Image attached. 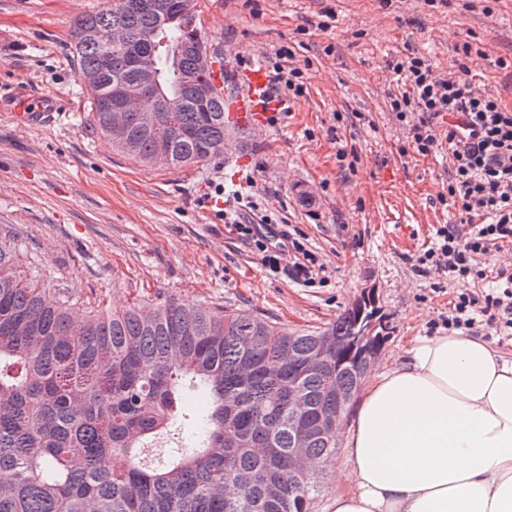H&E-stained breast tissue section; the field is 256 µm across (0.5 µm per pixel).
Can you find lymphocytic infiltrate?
<instances>
[{"mask_svg":"<svg viewBox=\"0 0 512 512\" xmlns=\"http://www.w3.org/2000/svg\"><path fill=\"white\" fill-rule=\"evenodd\" d=\"M460 52L458 75L446 78L435 77L431 65L418 57L391 63L403 89L392 95L390 108L408 126L409 145L417 154L447 147L451 175L446 194L459 217L458 223L437 228L432 246L416 256L415 267L423 274L443 271L457 285L447 315L433 322V330L470 335L484 325L512 341V273L500 270L495 288H475L486 277L480 257L512 243V109L475 91L468 77L471 43H463ZM453 112L470 119L467 143H456L454 127L443 123ZM238 204L225 211L224 228L248 244L270 274H285L308 288L329 280V270L303 235L277 230L271 212L254 197L239 198ZM290 252L299 259L287 268L283 258Z\"/></svg>","mask_w":512,"mask_h":512,"instance_id":"obj_1","label":"lymphocytic infiltrate"}]
</instances>
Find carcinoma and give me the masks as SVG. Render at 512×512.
I'll list each match as a JSON object with an SVG mask.
<instances>
[{"label":"carcinoma","mask_w":512,"mask_h":512,"mask_svg":"<svg viewBox=\"0 0 512 512\" xmlns=\"http://www.w3.org/2000/svg\"><path fill=\"white\" fill-rule=\"evenodd\" d=\"M148 2L112 0L72 24L78 75L94 79L91 121L145 166L162 140L171 169L202 165L224 138V96L205 112L183 96L207 54L176 48L203 47V37L178 18L183 0H167L164 15ZM161 43L155 89L172 111L152 127L133 114L116 136L101 102L116 83L137 88L132 57ZM31 265L28 246L1 224L0 512H309L319 476L295 464L292 438L307 429L306 458L335 456L336 432L317 428L343 418L336 389L357 396L382 332L361 335L351 307L323 330L294 332L252 311L174 297L116 310L66 284L47 293ZM322 334L327 364L300 373ZM298 374L303 406L294 411L288 383ZM197 387L211 407L203 437L187 442L180 404Z\"/></svg>","instance_id":"obj_1"}]
</instances>
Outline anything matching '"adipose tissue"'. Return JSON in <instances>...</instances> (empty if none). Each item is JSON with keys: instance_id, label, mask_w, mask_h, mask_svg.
I'll return each mask as SVG.
<instances>
[{"instance_id": "ef3b65f1", "label": "adipose tissue", "mask_w": 512, "mask_h": 512, "mask_svg": "<svg viewBox=\"0 0 512 512\" xmlns=\"http://www.w3.org/2000/svg\"><path fill=\"white\" fill-rule=\"evenodd\" d=\"M336 434L332 512H512V359L481 338H416Z\"/></svg>"}]
</instances>
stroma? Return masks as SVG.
<instances>
[{"label":"stroma","instance_id":"1","mask_svg":"<svg viewBox=\"0 0 512 512\" xmlns=\"http://www.w3.org/2000/svg\"><path fill=\"white\" fill-rule=\"evenodd\" d=\"M111 2L0 0V224L29 246L42 284L118 307L170 295L232 305L291 330L325 327L372 285L388 328L373 370L403 358L453 299L447 277L420 274L414 258L456 217L440 198L446 151L405 149L389 63L413 54L446 76L470 42L477 88L512 107V0H194L208 52L245 62L287 45L307 72L287 115L230 131L225 153L181 170L141 166L89 121L72 22ZM327 9L335 20L323 31ZM16 93L51 96L60 110L17 127L7 110ZM342 147L354 162L337 158ZM236 171L278 223L305 235L331 273L325 287L270 275L225 231L215 187Z\"/></svg>","mask_w":512,"mask_h":512}]
</instances>
